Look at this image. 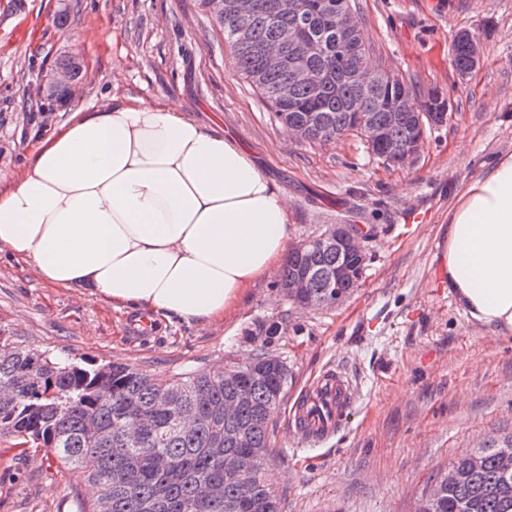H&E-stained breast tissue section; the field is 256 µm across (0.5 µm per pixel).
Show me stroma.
Listing matches in <instances>:
<instances>
[{
    "instance_id": "stroma-1",
    "label": "stroma",
    "mask_w": 512,
    "mask_h": 512,
    "mask_svg": "<svg viewBox=\"0 0 512 512\" xmlns=\"http://www.w3.org/2000/svg\"><path fill=\"white\" fill-rule=\"evenodd\" d=\"M68 18L59 21V8ZM0 0V177L26 163L32 135L72 109L119 96L172 101L237 140L290 202L291 243L331 224L371 228L362 284L338 307L303 312L279 292L277 273L247 288L206 327L155 319L129 336L134 310L115 311L85 288L43 281L0 254V332L26 347L75 360L125 363L170 380L241 364L277 325L269 346L291 377L271 420L265 466L286 512H414L430 477L456 456L512 433V334L473 321L440 277L448 212L460 193L512 154V0H355L374 68H389L418 94L442 90L447 123L428 127L421 156L392 166L349 135L292 143L198 0ZM100 36L86 43L81 19ZM476 33L480 66L459 81L449 64L456 32ZM73 55L86 76L79 97L52 113L29 110L28 82ZM416 210L420 224L403 215ZM344 368L361 399L343 429L301 445L293 407L310 380ZM78 469L46 450L0 435V512H77L92 502Z\"/></svg>"
}]
</instances>
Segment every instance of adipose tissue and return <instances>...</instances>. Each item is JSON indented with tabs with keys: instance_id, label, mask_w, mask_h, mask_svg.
<instances>
[{
	"instance_id": "adipose-tissue-1",
	"label": "adipose tissue",
	"mask_w": 512,
	"mask_h": 512,
	"mask_svg": "<svg viewBox=\"0 0 512 512\" xmlns=\"http://www.w3.org/2000/svg\"><path fill=\"white\" fill-rule=\"evenodd\" d=\"M288 211L224 132L172 102L115 98L31 139L0 189V252L115 309L202 327L281 264ZM441 274L470 318L512 332V155L449 212Z\"/></svg>"
}]
</instances>
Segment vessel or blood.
<instances>
[{
	"instance_id": "b4317fda",
	"label": "vessel or blood",
	"mask_w": 512,
	"mask_h": 512,
	"mask_svg": "<svg viewBox=\"0 0 512 512\" xmlns=\"http://www.w3.org/2000/svg\"><path fill=\"white\" fill-rule=\"evenodd\" d=\"M358 400L359 391L351 377L342 368H327L303 398L293 429L306 445H320L341 429Z\"/></svg>"
}]
</instances>
